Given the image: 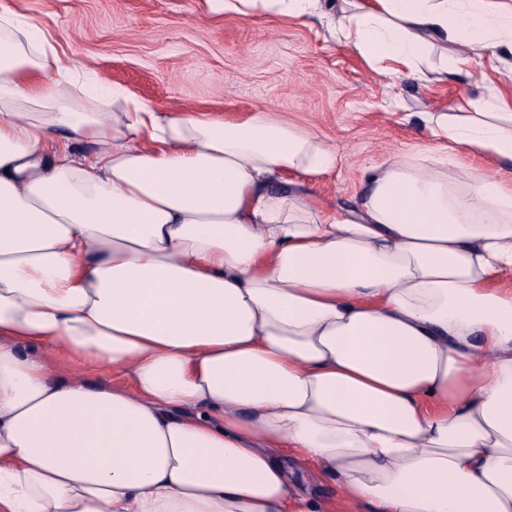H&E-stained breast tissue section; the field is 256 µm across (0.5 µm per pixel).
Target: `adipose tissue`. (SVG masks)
<instances>
[{"instance_id": "ef3b65f1", "label": "adipose tissue", "mask_w": 512, "mask_h": 512, "mask_svg": "<svg viewBox=\"0 0 512 512\" xmlns=\"http://www.w3.org/2000/svg\"><path fill=\"white\" fill-rule=\"evenodd\" d=\"M337 24L389 78L512 55V0H354ZM425 121L432 144L336 218L287 180L335 147L269 112L88 97L0 12V512H336L284 448L356 512H512V189L446 170L512 165V97ZM476 169L482 175H494L507 186L512 187V169H502L499 164L478 157L458 153L448 159V178L455 180L464 168ZM279 456L288 467L291 478L308 496L319 500H336V509L341 511L347 509L344 493L335 481L321 478L297 465L286 449L281 450Z\"/></svg>"}]
</instances>
